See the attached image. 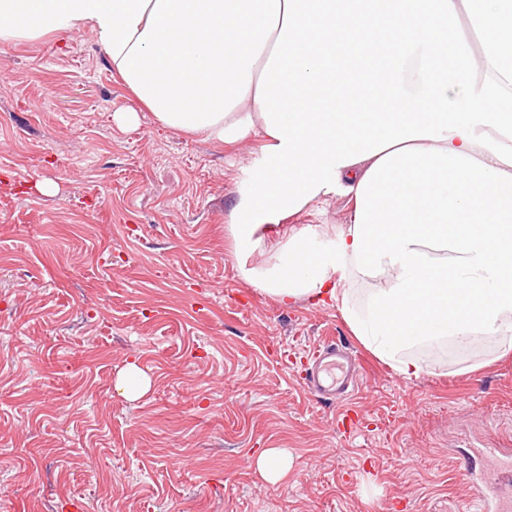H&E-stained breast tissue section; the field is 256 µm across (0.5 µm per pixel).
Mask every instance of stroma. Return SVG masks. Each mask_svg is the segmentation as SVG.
Instances as JSON below:
<instances>
[{"mask_svg": "<svg viewBox=\"0 0 512 512\" xmlns=\"http://www.w3.org/2000/svg\"><path fill=\"white\" fill-rule=\"evenodd\" d=\"M262 154L161 129L91 34L0 45V512H479L465 472L512 444V354L431 345L407 379L339 305L244 281L230 214ZM350 211L336 194L269 238ZM330 337L361 365L346 405L304 388ZM151 387V379L136 363H129L115 380L114 389L128 400H136L145 395ZM255 466L266 481L275 484L288 475L292 461L283 451L269 448L257 457Z\"/></svg>", "mask_w": 512, "mask_h": 512, "instance_id": "1", "label": "stroma"}]
</instances>
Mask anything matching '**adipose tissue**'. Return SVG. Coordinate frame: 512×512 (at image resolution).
<instances>
[{
    "instance_id": "ef3b65f1",
    "label": "adipose tissue",
    "mask_w": 512,
    "mask_h": 512,
    "mask_svg": "<svg viewBox=\"0 0 512 512\" xmlns=\"http://www.w3.org/2000/svg\"><path fill=\"white\" fill-rule=\"evenodd\" d=\"M85 32L160 127L263 139L231 213L237 253L352 197L348 224L294 231L243 280L340 304L407 379L426 343L512 351V0H0V45ZM340 273L375 286L352 303Z\"/></svg>"
}]
</instances>
